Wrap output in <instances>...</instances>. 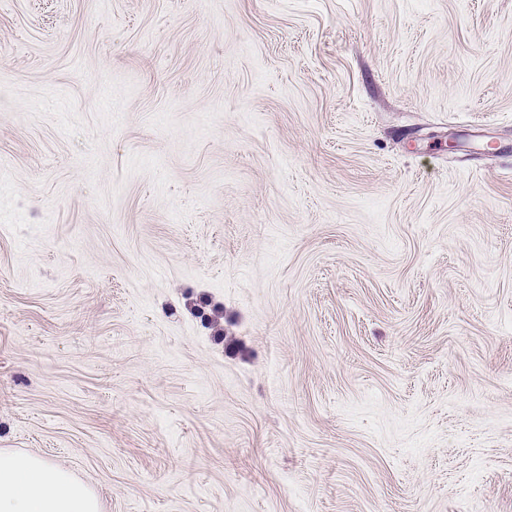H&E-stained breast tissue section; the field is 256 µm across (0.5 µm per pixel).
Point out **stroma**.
<instances>
[{
    "mask_svg": "<svg viewBox=\"0 0 512 512\" xmlns=\"http://www.w3.org/2000/svg\"><path fill=\"white\" fill-rule=\"evenodd\" d=\"M0 448L512 512V0H0Z\"/></svg>",
    "mask_w": 512,
    "mask_h": 512,
    "instance_id": "stroma-1",
    "label": "stroma"
}]
</instances>
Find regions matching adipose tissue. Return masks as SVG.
I'll use <instances>...</instances> for the list:
<instances>
[{"instance_id": "adipose-tissue-1", "label": "adipose tissue", "mask_w": 512, "mask_h": 512, "mask_svg": "<svg viewBox=\"0 0 512 512\" xmlns=\"http://www.w3.org/2000/svg\"><path fill=\"white\" fill-rule=\"evenodd\" d=\"M0 512H102L95 490L42 456L0 449Z\"/></svg>"}]
</instances>
